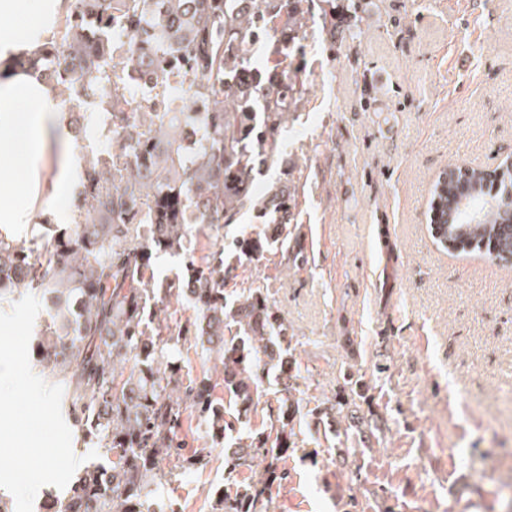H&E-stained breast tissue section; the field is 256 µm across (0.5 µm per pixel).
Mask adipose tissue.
Returning <instances> with one entry per match:
<instances>
[{
  "instance_id": "1",
  "label": "adipose tissue",
  "mask_w": 512,
  "mask_h": 512,
  "mask_svg": "<svg viewBox=\"0 0 512 512\" xmlns=\"http://www.w3.org/2000/svg\"><path fill=\"white\" fill-rule=\"evenodd\" d=\"M64 0H0V223L43 224L68 209L80 161L60 90L26 67L49 42ZM38 173L41 207L21 191L11 166Z\"/></svg>"
}]
</instances>
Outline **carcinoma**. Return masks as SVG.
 I'll use <instances>...</instances> for the list:
<instances>
[{"label": "carcinoma", "mask_w": 512, "mask_h": 512, "mask_svg": "<svg viewBox=\"0 0 512 512\" xmlns=\"http://www.w3.org/2000/svg\"><path fill=\"white\" fill-rule=\"evenodd\" d=\"M49 46L30 64L48 70L72 103L70 125L108 146L85 160L70 222L34 224V249L0 225V308L35 296L44 324L33 365L63 387L61 409L80 440L98 450L58 497V512H178L156 495L210 452L189 445L188 412L210 447L236 431L221 387L251 405L263 398L266 361L281 358L282 323L261 288L228 296L235 278L224 246H204L205 226L228 227L245 208L274 232L234 236L252 259L288 248V181L255 197L257 174L277 160L288 72L256 57H288L300 39L307 0H67ZM336 29V0H314ZM93 99L104 114L84 112ZM512 196V167L500 172L450 163L434 182L437 244L494 261L512 255V224L495 202ZM183 257L184 271L159 279L154 256ZM193 283L187 295V283ZM193 315L182 318L184 304ZM192 349L219 373L183 376L175 350ZM294 412L278 405L249 451L227 467H262L235 491L211 492L213 512H267L279 461L295 443Z\"/></svg>", "instance_id": "1"}]
</instances>
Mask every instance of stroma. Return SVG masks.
I'll list each match as a JSON object with an SVG mask.
<instances>
[{
    "instance_id": "35a3bbf8",
    "label": "stroma",
    "mask_w": 512,
    "mask_h": 512,
    "mask_svg": "<svg viewBox=\"0 0 512 512\" xmlns=\"http://www.w3.org/2000/svg\"><path fill=\"white\" fill-rule=\"evenodd\" d=\"M376 2L332 36L310 8L287 59L305 88L260 178L288 177V251L225 255L274 301L296 376L269 512H507L484 474L512 472V270L438 249L426 213L448 163L512 152V0ZM348 379L357 410L335 411ZM250 477L216 452L164 493L211 512V487Z\"/></svg>"
}]
</instances>
